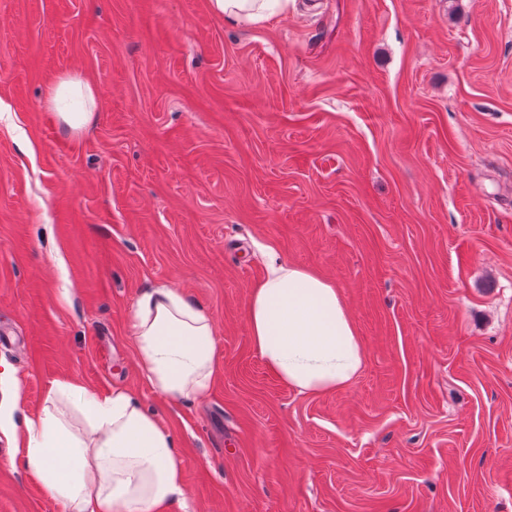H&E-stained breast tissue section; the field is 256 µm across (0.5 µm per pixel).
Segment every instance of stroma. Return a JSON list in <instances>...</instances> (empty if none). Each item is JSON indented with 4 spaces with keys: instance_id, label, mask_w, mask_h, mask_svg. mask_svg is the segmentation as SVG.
Wrapping results in <instances>:
<instances>
[{
    "instance_id": "obj_1",
    "label": "stroma",
    "mask_w": 512,
    "mask_h": 512,
    "mask_svg": "<svg viewBox=\"0 0 512 512\" xmlns=\"http://www.w3.org/2000/svg\"><path fill=\"white\" fill-rule=\"evenodd\" d=\"M88 83L74 131L48 103ZM333 281L367 350L307 395L254 352L271 261ZM166 284L216 324L171 401L129 316ZM0 512H65L11 426L121 387L173 434L172 512H512V0H0ZM212 8L235 23H255L288 10V0H210Z\"/></svg>"
}]
</instances>
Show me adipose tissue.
I'll return each instance as SVG.
<instances>
[{
	"label": "adipose tissue",
	"instance_id": "adipose-tissue-1",
	"mask_svg": "<svg viewBox=\"0 0 512 512\" xmlns=\"http://www.w3.org/2000/svg\"><path fill=\"white\" fill-rule=\"evenodd\" d=\"M225 20L255 23L286 12L288 0H210ZM90 86L60 81L49 103L73 130L93 112H77ZM250 340L267 368L303 394L351 386L366 351L335 284L302 266L271 265L252 289ZM130 332L150 385L170 399L205 396L212 384L216 327L211 314L166 286L141 293ZM23 464L68 512H168L183 502L180 456L172 433L124 389L105 395L72 381L48 389L18 436Z\"/></svg>",
	"mask_w": 512,
	"mask_h": 512
}]
</instances>
